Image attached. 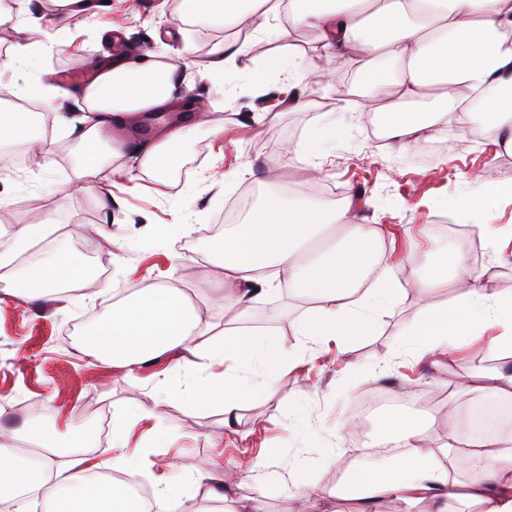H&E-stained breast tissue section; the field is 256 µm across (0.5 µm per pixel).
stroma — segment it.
Listing matches in <instances>:
<instances>
[{"label":"stroma","instance_id":"obj_1","mask_svg":"<svg viewBox=\"0 0 512 512\" xmlns=\"http://www.w3.org/2000/svg\"><path fill=\"white\" fill-rule=\"evenodd\" d=\"M98 2L77 28L22 24L8 35L12 42L54 45L30 63L0 73V95L23 90L28 100L45 105L51 164L44 168L29 161L17 169L0 168V251L13 248L19 225L43 218L41 233L22 258L66 249L82 269H96L109 292L94 300L76 290L59 302L0 301V426L19 430L35 419L48 426L69 416L81 420L89 412L111 421L139 416L129 447L149 449L153 462L174 455L192 473L212 459L224 472L245 473L227 499V512H300L293 466L296 458L308 456L315 460L310 480L318 496L330 502L333 512H357L355 503L336 491L369 454L350 446L348 434L338 427L367 395L398 393L407 386L427 395L424 409L433 414L451 392L462 412L474 400L495 397L490 390L457 393L452 386L455 376L483 372L479 358L490 335L480 336L451 364L412 355L404 346L401 331L412 317L459 298L454 282L406 291L346 345H305L296 336V324L314 311L315 301L284 292L255 302L250 324L271 327L286 345H302L304 361L264 398L245 402L232 420L225 418L221 404L199 407L184 400L192 369L182 358L166 354L143 365L134 388L122 371L87 355L78 333L99 320L110 299L170 283L192 298L200 315L223 328L224 284L214 274L208 228L219 223L243 190L302 197L312 183L334 186L342 199L352 201L359 223L384 229L379 243L384 253L413 254L425 246L419 225H436L446 213L444 201L469 194L473 171H483L491 182L512 183V163L498 162L478 125L471 130L474 145H455L438 163L421 164L419 148L403 150L371 139L365 120L352 116L357 104L352 90L339 95L305 79L299 94L311 106L299 109L291 107L277 81L261 88L250 83L247 76L261 66L270 42L256 43L237 57L231 74L215 73L209 69V50L228 38L223 25L181 23L175 0ZM289 42L303 52L307 69L328 68L343 80L356 72L323 54L311 32L293 31ZM144 46L192 60L186 97L223 120V131L216 136L200 129L180 175L164 185L145 175L134 182L116 178L104 169L100 179L112 186L111 208L94 194L59 199L56 186L74 178L81 152L67 118L76 112L70 95L83 85L88 61L130 55ZM339 123L344 132L326 136V128ZM309 140L320 166L314 180L289 154ZM181 216L188 232L172 229ZM95 225L111 228L112 237L91 234Z\"/></svg>","mask_w":512,"mask_h":512}]
</instances>
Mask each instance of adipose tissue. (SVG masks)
<instances>
[{
    "label": "adipose tissue",
    "mask_w": 512,
    "mask_h": 512,
    "mask_svg": "<svg viewBox=\"0 0 512 512\" xmlns=\"http://www.w3.org/2000/svg\"><path fill=\"white\" fill-rule=\"evenodd\" d=\"M188 11L201 22L221 21L225 28L248 31L249 39L212 45L210 68L232 72L237 55L252 41L274 35L279 45L253 71L249 80L264 85L269 75L282 78L295 93L303 78V54L288 44L291 29L303 27L320 35L321 48L347 62L369 59L361 74L367 92L362 111L378 114L386 137L396 146L411 147L434 139L461 107L481 100L482 120L492 141L512 150V0H188ZM92 82L74 95L84 114L79 117L83 153L75 179L60 185L62 196L95 188L105 167L126 172V154H133L140 172L165 182L179 169L185 148L200 126L221 131L222 122L204 114L174 116L148 141L136 147L121 131L128 119L169 111L184 104L185 69L160 52L93 62ZM304 106L303 98L294 100ZM26 145L37 165H45L42 136L31 133L26 113L0 110V143ZM478 193L458 200L460 222L472 225L493 249H500L506 231L495 225L489 202L512 197V184L475 176ZM381 235L358 223L350 206L325 199L291 200L279 192L266 194L244 223L226 228L209 244L224 271L226 292L220 299L234 322L222 333L201 320L189 296L172 285H151L134 297L113 303L94 328L83 334L86 350L98 360L134 376L140 365L170 352L190 353L197 376L185 397L192 403L218 401L226 418L240 404L265 395L298 358L296 348L276 331L241 326L253 302L271 292H289L317 300L313 313L296 325L304 341L353 340L372 318L397 301L401 290L390 278L398 256L372 252ZM422 269L409 284L430 288L454 277L463 288L452 306L423 310L406 325L409 350L419 356H455L472 336L495 330L490 347L512 354V294L488 292L483 275L473 273L466 249L432 245L421 254ZM381 267L378 287H366L374 267ZM86 297L104 294L97 278L88 276L65 253L28 262L5 294L25 302L48 298L71 282ZM232 361L234 374L218 381L208 371L209 359ZM445 436L421 446L418 422L402 413L378 419L373 464L356 467L340 492L372 504L384 499L403 503L404 512H448L452 501L475 505L477 512H512V442L486 433L464 444L462 419L446 416ZM129 421L112 426L114 455L109 461L84 453V435L73 419L46 427L27 426L31 443L41 449L37 463H26L15 436L0 434V512H29L30 497L41 498L51 512H142L130 496L142 475L154 482V512H171L189 485L208 486V496L225 500L231 480H216L214 462L186 474L176 461L152 473L142 455L127 454L124 441ZM121 469L123 479L98 493L89 477L103 467ZM476 470L473 480L454 479L457 471Z\"/></svg>",
    "instance_id": "obj_1"
}]
</instances>
